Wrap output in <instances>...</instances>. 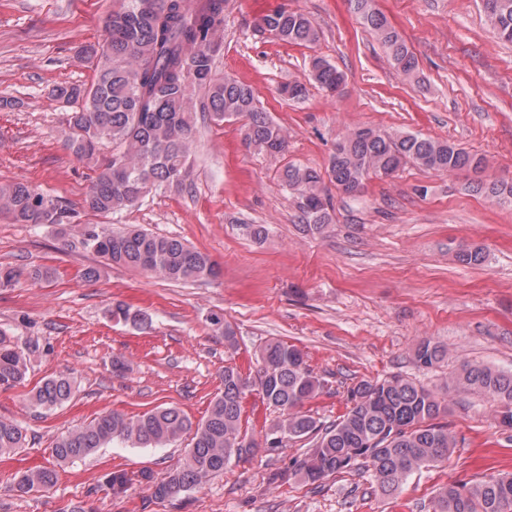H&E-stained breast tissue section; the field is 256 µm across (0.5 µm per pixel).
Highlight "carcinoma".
Segmentation results:
<instances>
[{"instance_id":"carcinoma-1","label":"carcinoma","mask_w":512,"mask_h":512,"mask_svg":"<svg viewBox=\"0 0 512 512\" xmlns=\"http://www.w3.org/2000/svg\"><path fill=\"white\" fill-rule=\"evenodd\" d=\"M105 21L103 42L86 49L93 69L83 85L59 84L55 97L77 104L68 113L63 135L65 149L90 171V188L82 208L100 217L131 209L150 194L181 190L191 184L197 113L215 123L243 119L246 148L275 157L288 148V132L259 105L254 90L216 71V53L224 33L227 0H114ZM352 10L386 48L395 70L417 76V61L398 31L375 7L374 0H349ZM484 12L498 37L512 42V0H483ZM274 39L288 45L311 44L319 31L307 14L282 7L260 18ZM345 79L342 71L323 58L311 61L308 80L330 92ZM112 145V156H101ZM326 171L290 164L280 173L294 197L303 227L321 233L332 223L327 184L342 190L345 184L362 187L371 174L389 176L411 161L425 169L455 173L483 172L488 159L447 140L409 132L370 127L353 130L336 143ZM470 191L498 204L512 205V182L471 181ZM0 214L17 224L70 225L82 245L109 265L143 271L175 282L215 279L220 270L211 257L175 236L156 235L136 227L115 229L110 224H75V212L60 200L23 181L0 184ZM463 265H479L480 248L456 253ZM21 271L0 265V290L19 283ZM118 323H152L150 314L123 304L112 306ZM215 332L224 348L235 351V327L215 315ZM32 344L18 345L0 329V388L24 384ZM256 368L244 374L227 363L222 389L209 402L204 418L194 421L176 406L155 407L129 416L114 410L58 436L53 454L58 464L84 459L115 441L133 448H166L190 438L182 462L161 477L150 472L132 476L116 470L102 487L119 496L133 481L145 485L151 497L177 501L224 473L232 462L247 460L261 447L282 448L302 442L308 448L291 463L271 473L268 483L295 479L314 485L358 465L370 472L382 497L399 492L422 469L448 460L457 441L439 418L454 398L475 393L489 403L495 420L512 428V370L462 363L442 386L430 388L412 378L394 375L361 380L348 390L347 411L326 424L305 409L325 388L293 344L269 339L255 353ZM419 369H432L448 360V347L422 339L412 350ZM74 393V381L65 373L43 380L28 393L31 405L51 411ZM258 396L277 416L264 434V443L243 430L244 401ZM27 430L15 421L0 420V454L26 446ZM53 468L27 470L16 481L22 494L40 492L56 484ZM434 512H512V474L456 483L439 489Z\"/></svg>"}]
</instances>
